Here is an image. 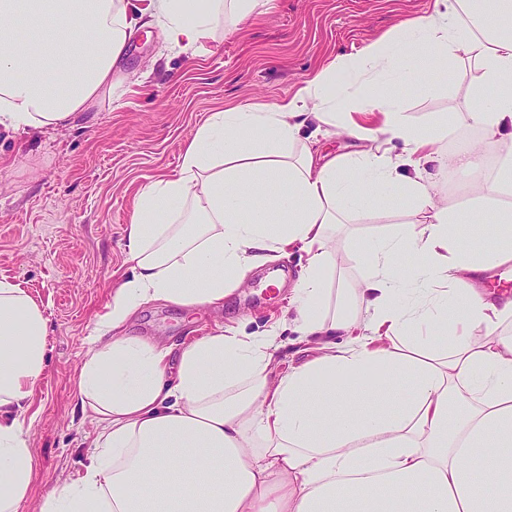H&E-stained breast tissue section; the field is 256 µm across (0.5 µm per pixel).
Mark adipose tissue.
I'll return each instance as SVG.
<instances>
[{
  "label": "adipose tissue",
  "mask_w": 512,
  "mask_h": 512,
  "mask_svg": "<svg viewBox=\"0 0 512 512\" xmlns=\"http://www.w3.org/2000/svg\"><path fill=\"white\" fill-rule=\"evenodd\" d=\"M268 0H0V128L68 125L111 97L134 31L162 28L204 50L223 16ZM461 106L413 123L393 88L422 93L461 64ZM363 141L324 157L307 115ZM479 137L453 149L462 129ZM512 0H434L357 54L338 56L288 100L215 112L179 172L140 193L125 234L132 274L92 329L78 397L97 424L84 474L40 512H512V299L479 282L512 262ZM403 145L368 148L377 133ZM493 175L472 186V237L438 202L429 167ZM398 201L413 220L369 243L359 276L334 289L335 227ZM299 245L290 307L314 358L288 369L277 329L226 325L179 352L122 327L151 300L222 304L247 271ZM48 320L0 280V512L34 478L32 399Z\"/></svg>",
  "instance_id": "ef3b65f1"
}]
</instances>
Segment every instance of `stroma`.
I'll list each match as a JSON object with an SVG mask.
<instances>
[{
  "label": "stroma",
  "mask_w": 512,
  "mask_h": 512,
  "mask_svg": "<svg viewBox=\"0 0 512 512\" xmlns=\"http://www.w3.org/2000/svg\"><path fill=\"white\" fill-rule=\"evenodd\" d=\"M432 2L270 0L263 12L219 24L198 54L170 48L159 29L142 30L127 45L118 87L96 111L56 129L0 132V279L20 283L48 319V365L32 406L35 478L21 512H40L43 497L88 462L95 425L80 408L77 378L91 330L131 273L123 237L142 189L178 172L186 144L212 113L288 99L333 57ZM473 75L465 66L440 77L435 92L396 93L423 124L461 103ZM408 220L392 202L338 225L334 287L358 276L371 240ZM304 262L293 249L252 270L220 307L147 303L123 331L177 348L224 323L264 334L287 308Z\"/></svg>",
  "instance_id": "obj_1"
}]
</instances>
